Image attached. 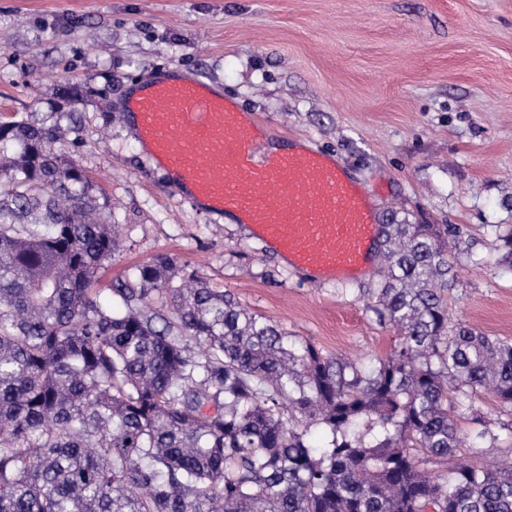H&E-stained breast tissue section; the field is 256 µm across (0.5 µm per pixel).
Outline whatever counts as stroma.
<instances>
[{"label": "stroma", "instance_id": "1", "mask_svg": "<svg viewBox=\"0 0 512 512\" xmlns=\"http://www.w3.org/2000/svg\"><path fill=\"white\" fill-rule=\"evenodd\" d=\"M220 87L270 136L332 153L384 224H453L451 324L512 343V0H0V120H41L65 87L64 148L120 227L103 278L158 254L230 292L292 341L366 365L394 329L370 309L383 269L310 281L242 224L199 208L139 150L129 87L168 68ZM498 439L472 443L474 416ZM460 461L512 462V411L454 413Z\"/></svg>", "mask_w": 512, "mask_h": 512}]
</instances>
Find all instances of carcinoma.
<instances>
[{
  "mask_svg": "<svg viewBox=\"0 0 512 512\" xmlns=\"http://www.w3.org/2000/svg\"><path fill=\"white\" fill-rule=\"evenodd\" d=\"M60 132L0 121V512H512V466L429 470L470 393L512 410V343L448 328L459 228L386 225L388 360L287 348L167 255L101 299L121 242Z\"/></svg>",
  "mask_w": 512,
  "mask_h": 512,
  "instance_id": "obj_1",
  "label": "carcinoma"
}]
</instances>
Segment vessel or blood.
Listing matches in <instances>:
<instances>
[{
    "label": "vessel or blood",
    "mask_w": 512,
    "mask_h": 512,
    "mask_svg": "<svg viewBox=\"0 0 512 512\" xmlns=\"http://www.w3.org/2000/svg\"><path fill=\"white\" fill-rule=\"evenodd\" d=\"M125 112L154 164L290 267L319 282L371 273L383 226L369 190L331 155L294 138L269 149L267 125L201 79L147 83Z\"/></svg>",
    "instance_id": "obj_1"
}]
</instances>
